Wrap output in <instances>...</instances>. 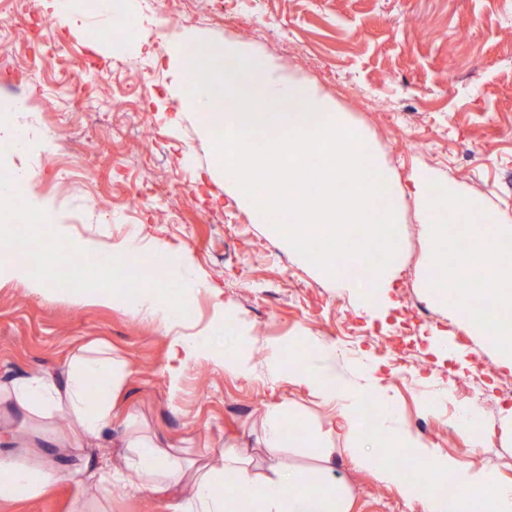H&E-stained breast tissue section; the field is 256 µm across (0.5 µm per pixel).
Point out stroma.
<instances>
[{
    "mask_svg": "<svg viewBox=\"0 0 512 512\" xmlns=\"http://www.w3.org/2000/svg\"><path fill=\"white\" fill-rule=\"evenodd\" d=\"M143 17L124 48L101 18L86 27L45 18L40 0H0V100H22L20 124L50 138L51 153L27 154L37 191L54 199L74 237L109 243L140 230L172 252L190 251L208 282L191 302L189 326L210 325L217 303L232 305L243 334L235 357L254 369L239 376L224 361L183 362L162 328L134 309L58 293L53 299L22 283L0 285V381L60 370L92 342L111 347L129 375L121 411L183 455L210 446L244 445L266 457L264 416L284 411L280 460L308 471L306 432L326 428L332 411L287 376L271 378L270 345L308 334L335 345L348 362H374L397 401L399 421L466 465L512 482V440L495 438L473 455L454 416L467 403L494 349L467 338L462 360L444 365L427 341L460 323L420 285L431 258L415 199L423 172L474 193L512 223V0H142ZM192 34L243 45L275 75L316 89L346 123L370 140L393 183L400 213L399 276L386 315L357 310L354 296L273 236L235 197L198 123L175 107L169 90L170 43ZM195 185L183 196L184 184ZM448 401L438 402L441 391ZM435 407H428L429 399ZM8 448L31 464L63 433L57 420L21 419L0 404ZM357 438L334 441L337 481L349 512H419L396 489L354 461ZM0 512H164L161 498L122 484L100 489L59 485L49 496L0 503Z\"/></svg>",
    "mask_w": 512,
    "mask_h": 512,
    "instance_id": "stroma-1",
    "label": "stroma"
}]
</instances>
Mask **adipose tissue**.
I'll return each instance as SVG.
<instances>
[{
    "label": "adipose tissue",
    "instance_id": "adipose-tissue-1",
    "mask_svg": "<svg viewBox=\"0 0 512 512\" xmlns=\"http://www.w3.org/2000/svg\"><path fill=\"white\" fill-rule=\"evenodd\" d=\"M42 4L69 27L83 23L93 13L140 16L138 0H42ZM24 109V103L17 100L0 105V141L12 144L21 155L46 151V138L16 123V115ZM20 211L31 225L53 227L51 237H30L31 249L60 258L75 256L90 265L96 277L90 288L93 298L106 305L133 308L160 324L171 347L181 352L185 361L205 357L196 335L187 331L189 299L205 286L201 278H186L191 266L188 254L172 253L164 242L153 241L150 250L166 276V285L129 290L127 282L115 278L114 273L136 263L141 253L139 236L133 233L109 244L73 238L55 201L37 192L33 174L27 168L14 167L0 180V283L24 282L48 296L53 293L50 273H35L27 260L3 246ZM336 358L335 347L306 336L290 338L270 349V372L287 373L294 385L317 393L338 411L335 424L311 433L309 443L321 465L304 474L273 456L268 458L265 472L255 471L253 456L246 448L220 450L216 465L207 448L195 459H183L158 436L135 431L132 415L121 432H113L112 408L124 369L121 361L113 358L111 348L103 344L84 348L61 373L13 378L0 384V397L12 402L19 414H61L73 423V434L61 440V447L76 448L83 440L92 439L122 449L123 464L114 466L112 455L106 453L91 465L67 471L46 458L27 466L0 456V502L42 496L57 483L76 479L98 488L119 482L151 492L164 499L167 512H348L346 492L326 467L335 454L331 438L339 431L361 433V410L372 401L378 406L372 422L374 435L366 439L365 450L357 455L358 464L372 468L383 483L398 488L420 512H512V484L498 481L486 468L461 464L411 428L398 425L395 399L371 365L350 375L337 368ZM386 448L410 457L423 471V478H410L407 466L387 462L382 454Z\"/></svg>",
    "mask_w": 512,
    "mask_h": 512
}]
</instances>
